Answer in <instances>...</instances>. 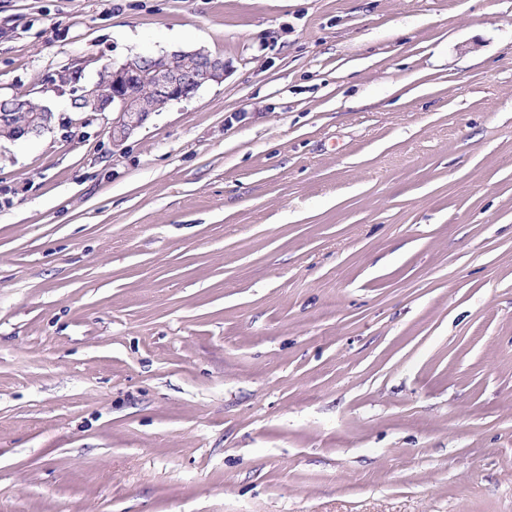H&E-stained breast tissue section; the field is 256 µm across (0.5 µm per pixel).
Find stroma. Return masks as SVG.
<instances>
[{"label":"stroma","instance_id":"stroma-1","mask_svg":"<svg viewBox=\"0 0 512 512\" xmlns=\"http://www.w3.org/2000/svg\"><path fill=\"white\" fill-rule=\"evenodd\" d=\"M12 95L0 512H512V0H0ZM183 57H196L201 69L187 73L176 66ZM226 64L224 59L201 50H173L156 54L140 55L132 60L115 64L112 69L105 66L96 80H101L104 89L112 81V94L101 95L98 81H77L82 78L80 68L63 70L59 76L68 87V98L73 108L79 101L82 104L94 102L88 112H112V144L119 145L137 128L141 127L153 112H160L168 105L193 96L209 81L224 79ZM74 82V83H71ZM146 97L156 101L150 108ZM18 102H22V104L20 106H17ZM38 105L39 102L24 99L23 97H15L14 106L11 109L10 105L5 107L8 109V111L7 113H5V115L1 116L0 136L14 138L15 135L19 132V134L17 135L18 139L22 137L40 135L44 130H49L50 122L47 118H50L52 116L53 110L48 104L42 103L39 108ZM5 108L1 106L0 113L5 112ZM41 112L45 114L46 120L39 127L34 128L31 125H27L24 126L23 129L21 128L23 124H31L38 121V117L40 116Z\"/></svg>","mask_w":512,"mask_h":512}]
</instances>
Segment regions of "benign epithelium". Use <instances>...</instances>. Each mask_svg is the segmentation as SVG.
Here are the masks:
<instances>
[{"label":"benign epithelium","instance_id":"7a95c632","mask_svg":"<svg viewBox=\"0 0 512 512\" xmlns=\"http://www.w3.org/2000/svg\"><path fill=\"white\" fill-rule=\"evenodd\" d=\"M183 57H196L201 69L187 73L176 66ZM224 59L201 50H173L140 55L112 64V94H100L96 81L68 84L70 105L93 103L91 111L112 113V144L117 146L155 112L193 96L209 81L224 79Z\"/></svg>","mask_w":512,"mask_h":512}]
</instances>
